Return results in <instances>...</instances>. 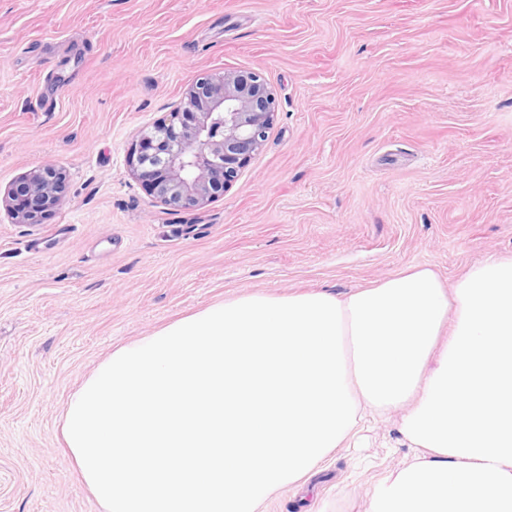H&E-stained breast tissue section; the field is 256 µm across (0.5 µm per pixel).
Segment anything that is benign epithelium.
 Here are the masks:
<instances>
[{
    "label": "benign epithelium",
    "mask_w": 512,
    "mask_h": 512,
    "mask_svg": "<svg viewBox=\"0 0 512 512\" xmlns=\"http://www.w3.org/2000/svg\"><path fill=\"white\" fill-rule=\"evenodd\" d=\"M275 97L255 73L210 75L185 93L167 123L143 131L129 153L133 175L161 205L190 209L224 195L240 169L264 145ZM63 173L29 172L0 198L16 224H35L59 203Z\"/></svg>",
    "instance_id": "1"
}]
</instances>
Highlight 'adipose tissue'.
Instances as JSON below:
<instances>
[{"instance_id": "1", "label": "adipose tissue", "mask_w": 512, "mask_h": 512, "mask_svg": "<svg viewBox=\"0 0 512 512\" xmlns=\"http://www.w3.org/2000/svg\"><path fill=\"white\" fill-rule=\"evenodd\" d=\"M401 407L417 453L368 512H512V257L451 290L416 266L343 295L210 306L112 351L61 433L101 512H261L366 415Z\"/></svg>"}]
</instances>
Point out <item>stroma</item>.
Here are the masks:
<instances>
[{"mask_svg":"<svg viewBox=\"0 0 512 512\" xmlns=\"http://www.w3.org/2000/svg\"><path fill=\"white\" fill-rule=\"evenodd\" d=\"M224 71L274 122L224 196L167 208L131 147ZM43 165L60 203L0 211V512H99L59 422L112 349L246 293L512 256V0H0V196ZM404 414L263 512H367L415 454Z\"/></svg>","mask_w":512,"mask_h":512,"instance_id":"35a3bbf8","label":"stroma"}]
</instances>
